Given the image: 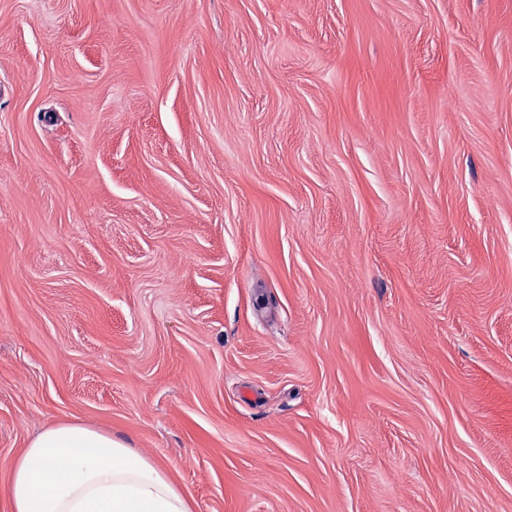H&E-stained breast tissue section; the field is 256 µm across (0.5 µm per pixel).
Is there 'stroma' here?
<instances>
[{"mask_svg": "<svg viewBox=\"0 0 512 512\" xmlns=\"http://www.w3.org/2000/svg\"><path fill=\"white\" fill-rule=\"evenodd\" d=\"M60 420L194 512H512V0H0V512Z\"/></svg>", "mask_w": 512, "mask_h": 512, "instance_id": "obj_1", "label": "stroma"}]
</instances>
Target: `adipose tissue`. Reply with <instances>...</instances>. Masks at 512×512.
<instances>
[{"label":"adipose tissue","mask_w":512,"mask_h":512,"mask_svg":"<svg viewBox=\"0 0 512 512\" xmlns=\"http://www.w3.org/2000/svg\"><path fill=\"white\" fill-rule=\"evenodd\" d=\"M11 512H192L166 469L76 420L47 426L12 462Z\"/></svg>","instance_id":"obj_1"}]
</instances>
